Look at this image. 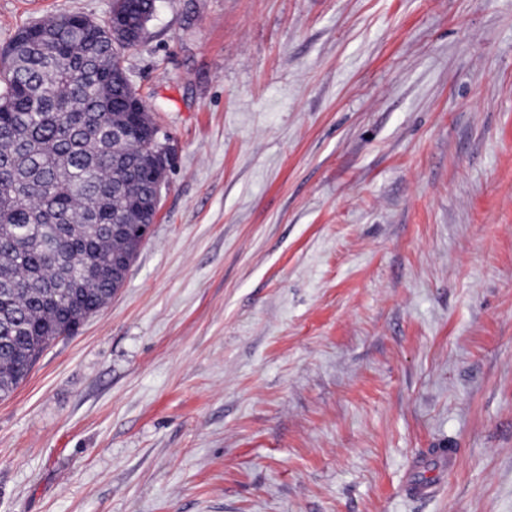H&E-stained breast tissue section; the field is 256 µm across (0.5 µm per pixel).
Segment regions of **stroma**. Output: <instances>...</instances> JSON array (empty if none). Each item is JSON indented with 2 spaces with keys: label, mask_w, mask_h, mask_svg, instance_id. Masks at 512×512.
<instances>
[{
  "label": "stroma",
  "mask_w": 512,
  "mask_h": 512,
  "mask_svg": "<svg viewBox=\"0 0 512 512\" xmlns=\"http://www.w3.org/2000/svg\"><path fill=\"white\" fill-rule=\"evenodd\" d=\"M124 66L175 162L0 398V512H512V0H156Z\"/></svg>",
  "instance_id": "1"
}]
</instances>
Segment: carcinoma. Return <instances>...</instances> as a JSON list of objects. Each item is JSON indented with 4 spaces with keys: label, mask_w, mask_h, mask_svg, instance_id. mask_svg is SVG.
I'll use <instances>...</instances> for the list:
<instances>
[{
    "label": "carcinoma",
    "mask_w": 512,
    "mask_h": 512,
    "mask_svg": "<svg viewBox=\"0 0 512 512\" xmlns=\"http://www.w3.org/2000/svg\"><path fill=\"white\" fill-rule=\"evenodd\" d=\"M155 0H113L137 24ZM81 14L17 30L0 53V397L47 346L119 289L112 258L134 261L150 223L155 143L122 77L137 42Z\"/></svg>",
    "instance_id": "cac0c4a2"
}]
</instances>
